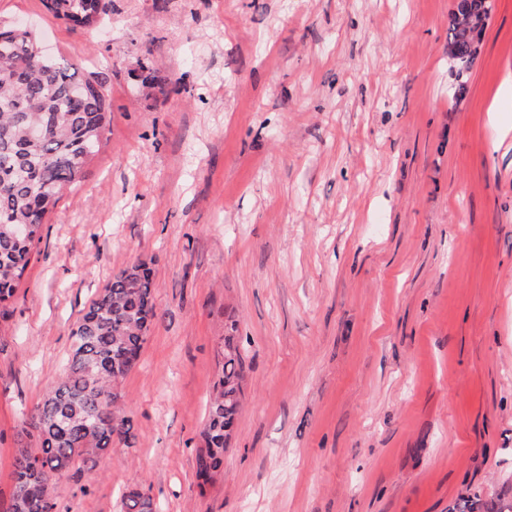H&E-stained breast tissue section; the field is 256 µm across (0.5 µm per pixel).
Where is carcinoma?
Wrapping results in <instances>:
<instances>
[{"label": "carcinoma", "mask_w": 512, "mask_h": 512, "mask_svg": "<svg viewBox=\"0 0 512 512\" xmlns=\"http://www.w3.org/2000/svg\"><path fill=\"white\" fill-rule=\"evenodd\" d=\"M54 17L82 29L96 26L109 0H43ZM492 0H458L456 8L481 17ZM36 38L21 26H0V56L13 79L0 82V317L10 304L42 241V226L65 189L84 174L109 125L104 83L63 58L31 54ZM480 39L448 18V58L466 73L453 81V99L468 92ZM42 138L29 139L32 125ZM156 286L145 262L112 276L90 300L71 331L64 373L21 423L14 456L15 487L8 512H56L55 485L75 462L92 469L114 442L131 437L118 386L139 361L159 314ZM244 358L234 337H223L216 393L206 405L204 448L197 454L199 485L224 466V450L240 410ZM120 512H159L135 488L121 495Z\"/></svg>", "instance_id": "cac0c4a2"}]
</instances>
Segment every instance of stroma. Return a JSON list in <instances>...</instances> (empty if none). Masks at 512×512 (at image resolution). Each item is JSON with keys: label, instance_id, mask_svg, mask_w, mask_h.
I'll return each mask as SVG.
<instances>
[{"label": "stroma", "instance_id": "35a3bbf8", "mask_svg": "<svg viewBox=\"0 0 512 512\" xmlns=\"http://www.w3.org/2000/svg\"><path fill=\"white\" fill-rule=\"evenodd\" d=\"M455 0H42L0 25L99 61L110 122L0 319V512L22 418L95 293L149 264L130 442L59 512H462L512 501V0L451 99ZM245 362L216 479L195 458L227 319ZM54 17L82 29L96 26L108 12L109 0H42ZM120 511L159 512L158 506L152 497L138 488L123 492L120 498Z\"/></svg>", "mask_w": 512, "mask_h": 512}]
</instances>
